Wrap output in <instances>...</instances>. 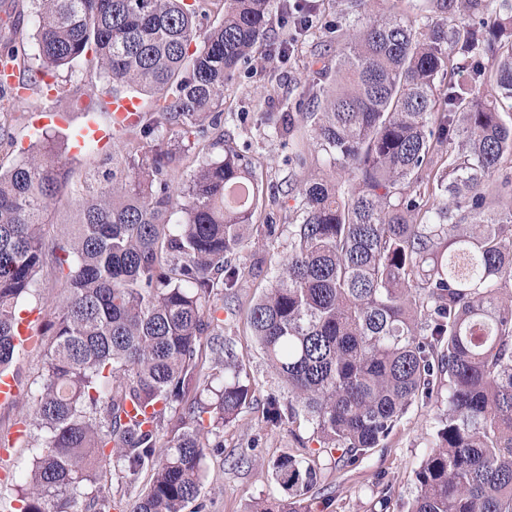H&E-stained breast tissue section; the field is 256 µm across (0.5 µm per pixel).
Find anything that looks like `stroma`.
<instances>
[{
  "mask_svg": "<svg viewBox=\"0 0 512 512\" xmlns=\"http://www.w3.org/2000/svg\"><path fill=\"white\" fill-rule=\"evenodd\" d=\"M410 3L411 0H371L361 9L354 0H273L267 41L251 64L240 69L224 87V112L239 117L238 122L228 120L224 124L226 145L238 151L248 150L256 161V174L269 192L255 215L251 245L234 257L235 262L253 267L254 275L243 282L239 299L231 309L220 313L256 400L236 421L218 429L223 449L206 451V478L200 495L204 512H246L252 500L280 498L283 490L268 475L266 462L270 457L300 450V438L311 435L306 427L296 436L285 426L266 428L262 403L269 394L283 393L284 387L257 350L246 324L250 301L270 287L288 255L286 217L295 209L296 201L288 194L287 186L299 184L326 160L323 153L315 152L309 155L307 168H299L289 160L287 136L274 135L273 128L281 124L283 113L293 111L296 101L316 83L321 67L317 53L334 55L337 36L352 27L360 12L405 13ZM297 4L316 18L302 34L286 18L288 8ZM284 46L289 47L290 57L283 61L278 51ZM57 84L52 98L34 94L16 104L14 145L0 152V168H11L38 143L42 129L34 125L33 114L48 109L65 113V124L56 126L55 132L67 139L84 120V110L73 106V98H95L106 90L105 79L89 57L63 70ZM271 218L279 226L272 237L265 232V224ZM43 365L42 350H18L11 370L18 380L20 397L12 404H0V437L16 440L0 465V512H12L16 489L24 484L30 469L31 454L25 440L17 439L16 434L19 420L33 412V394ZM446 407L442 398L411 406L389 438L355 465L341 467L329 458H320L327 499L312 501V512H375L379 492L385 485L392 489L388 512H407L417 493L415 472L429 450L436 420Z\"/></svg>",
  "mask_w": 512,
  "mask_h": 512,
  "instance_id": "1",
  "label": "stroma"
}]
</instances>
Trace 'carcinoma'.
<instances>
[{
	"mask_svg": "<svg viewBox=\"0 0 512 512\" xmlns=\"http://www.w3.org/2000/svg\"><path fill=\"white\" fill-rule=\"evenodd\" d=\"M30 58L20 30L0 48L32 92L93 54L108 81L152 97L125 128L172 149L112 152L79 181L64 237L48 242L73 170L49 136L0 170V373L10 371L21 303L52 262L64 294L45 313V372L27 437L28 486L13 512H115L113 478L152 472L129 512H202L209 435L255 398L241 378L224 298L252 268L228 262L250 244L263 183L241 151L214 155L224 84L266 38L271 0H35ZM223 19L197 45L196 17ZM406 16L365 15L323 66L326 82L283 119L292 160L310 142L327 169L302 183L290 249L247 325L288 397L263 422L312 428L318 447L269 470L284 495L249 512H310L322 456L350 466L419 401L445 391L409 512H512V0H422ZM466 73L440 86L448 66ZM0 87V147L13 145ZM217 130L200 145L204 120ZM311 127L312 141L300 132ZM207 154L174 185L173 164ZM224 360L205 371L204 348Z\"/></svg>",
	"mask_w": 512,
	"mask_h": 512,
	"instance_id": "obj_1",
	"label": "carcinoma"
}]
</instances>
